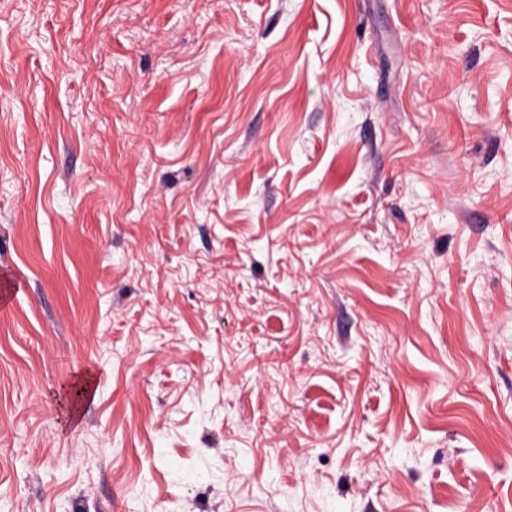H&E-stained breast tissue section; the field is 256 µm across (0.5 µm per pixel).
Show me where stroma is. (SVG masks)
<instances>
[{"mask_svg": "<svg viewBox=\"0 0 512 512\" xmlns=\"http://www.w3.org/2000/svg\"><path fill=\"white\" fill-rule=\"evenodd\" d=\"M7 276L0 512H512V0H0Z\"/></svg>", "mask_w": 512, "mask_h": 512, "instance_id": "1", "label": "stroma"}]
</instances>
